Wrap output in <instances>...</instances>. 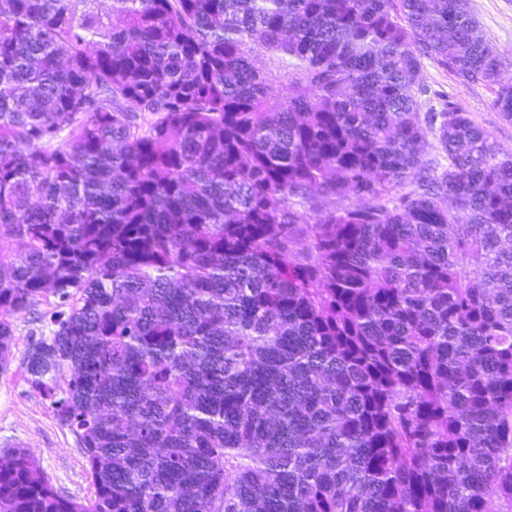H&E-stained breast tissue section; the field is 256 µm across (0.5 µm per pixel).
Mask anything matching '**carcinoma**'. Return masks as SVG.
Wrapping results in <instances>:
<instances>
[{
  "mask_svg": "<svg viewBox=\"0 0 512 512\" xmlns=\"http://www.w3.org/2000/svg\"><path fill=\"white\" fill-rule=\"evenodd\" d=\"M98 2L0 0V361L54 297L94 487L17 448L0 512L512 508V153L420 100L512 121L467 0ZM423 83L429 88V93L422 96V101L428 106L439 108L440 101L432 93H442L448 101L481 126L504 151L512 153V122L505 121L492 108V87L484 84H462L452 73L438 68L428 60L424 61Z\"/></svg>",
  "mask_w": 512,
  "mask_h": 512,
  "instance_id": "carcinoma-1",
  "label": "carcinoma"
}]
</instances>
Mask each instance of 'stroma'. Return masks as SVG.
Segmentation results:
<instances>
[{
	"label": "stroma",
	"mask_w": 512,
	"mask_h": 512,
	"mask_svg": "<svg viewBox=\"0 0 512 512\" xmlns=\"http://www.w3.org/2000/svg\"><path fill=\"white\" fill-rule=\"evenodd\" d=\"M469 6L483 36L509 63L504 79H512V0H469ZM423 82L430 90L425 103L434 104L435 93H442L504 151L512 153V122L492 108V87L462 84L452 73L429 61L424 64ZM54 305V298L40 299L14 322L15 340L5 367L0 369V448L27 449L59 493L83 501L94 494L84 453L76 436L56 419L49 401L27 380L28 351L45 332Z\"/></svg>",
	"instance_id": "obj_1"
}]
</instances>
